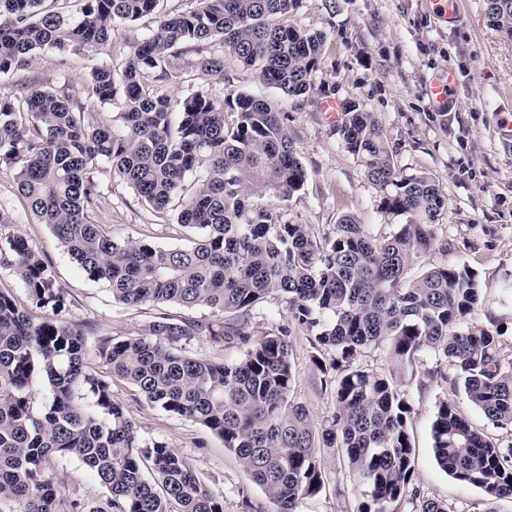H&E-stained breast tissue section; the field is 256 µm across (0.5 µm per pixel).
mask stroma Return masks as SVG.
Returning <instances> with one entry per match:
<instances>
[{"label": "stroma", "instance_id": "obj_1", "mask_svg": "<svg viewBox=\"0 0 512 512\" xmlns=\"http://www.w3.org/2000/svg\"><path fill=\"white\" fill-rule=\"evenodd\" d=\"M461 19L439 22L425 0H336L327 10L325 0H301L292 23L321 29L327 45L314 87L298 99L279 98L251 70L233 57L224 59L223 77L205 78L199 72L193 47H184L177 60L178 77L159 83L172 99L196 90L215 97L247 92L278 98L288 114V131L307 171L303 188L289 200L272 194L254 197L256 206L278 212L293 223L306 225L311 236L324 239L342 216L354 215L376 236L392 230L394 221L379 208L376 187L363 167L347 152L340 127L345 107L355 105L374 113L393 151L396 167L406 174L433 175L447 199V211L436 234L437 246L426 252L409 275L426 268L460 263L473 268L482 285L472 318L488 323L494 318L512 321V136L504 125L512 122V41L490 28L485 0H460ZM151 18L122 26L101 52L63 54L40 52L17 79L34 87L51 88L68 78L74 95H81L91 68L102 59L122 64L130 47L152 28ZM452 69L458 92L452 104L432 106L426 87L441 68ZM329 98L339 100L337 113L322 111ZM14 170L0 163V209L11 223L0 224V238L23 235L52 263L56 282L70 295L68 319L80 324L90 341L141 334L159 314L177 319L214 320L208 308L145 304L129 308L115 301L108 285L87 279L51 235L47 225L36 223L18 195ZM94 177L103 200L91 218L104 225L117 240H145L162 246H186L185 233L175 218H154L129 185L108 165H99ZM296 372L292 396L304 404L316 422L330 421L336 412L331 389L314 368L315 350L306 330L291 337ZM362 368L394 375L397 388L411 406L408 430L414 446V484L425 497L447 502L453 512H485L482 492L446 474L432 452L431 427L436 406L448 400L474 428L494 432L501 442L512 435L493 429L463 391H451L431 378L433 355L421 354L410 365H397L386 347L365 352ZM115 399L127 410L143 439H161L193 465L200 479L224 495V512H245L243 497L271 512L272 506L253 483L234 452L221 438L202 426L164 412L147 402L125 382L113 386ZM324 484L321 491L303 498L298 512H357L364 490L357 483L341 449L320 451ZM54 473L68 496L80 499L91 512L106 497L105 489L74 458L55 460Z\"/></svg>", "mask_w": 512, "mask_h": 512}]
</instances>
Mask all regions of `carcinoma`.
Segmentation results:
<instances>
[{
  "label": "carcinoma",
  "instance_id": "1",
  "mask_svg": "<svg viewBox=\"0 0 512 512\" xmlns=\"http://www.w3.org/2000/svg\"><path fill=\"white\" fill-rule=\"evenodd\" d=\"M0 0V77L26 69L35 54L96 53L121 25L152 15L155 26L131 46L120 68L100 64L85 97L63 79L51 89L26 87L0 97V159L15 168L18 193L92 282L113 299L247 313L267 297L285 299L293 320L330 353L312 364L332 371L337 411L318 424L292 400L295 370L288 324L252 335L238 326L174 320L165 315L138 336L89 342L66 319L70 298L46 257L25 237L0 241L26 304L0 290V512H84L53 473L58 458L79 460L107 491L99 512H224L223 494L200 480L180 452L144 440L113 398L116 380L150 403L208 429L232 450L274 512H298L323 485L318 448L344 450L365 490L358 512H397L405 497L417 512H453L424 498L414 473L407 428L411 407L393 378L363 369L362 353L386 345L400 363L435 356L429 376L468 400L494 427L512 432V355L502 351L503 322H469L481 285L465 265L444 264L404 282L407 268L436 240L447 200L435 177L397 170L376 115L349 107L340 128L346 150L379 191L380 211L405 223L381 237L345 216L323 241L252 197L284 200L307 178L288 115L246 92L222 99L197 90L172 101L152 84L172 76L184 46L194 47L204 77L224 76V55L255 71L285 99L307 95L326 33L288 21L300 0H197L171 14L160 0ZM488 25L512 39V0H486ZM112 105L109 123L90 108ZM111 166L154 214L181 200L176 223L186 247L116 241L90 220L100 185L91 176ZM200 336L244 347L233 362L191 358L182 345ZM50 394L32 406L31 381ZM437 464L475 487L489 503L512 498V443L474 429L444 399L431 429Z\"/></svg>",
  "mask_w": 512,
  "mask_h": 512
}]
</instances>
